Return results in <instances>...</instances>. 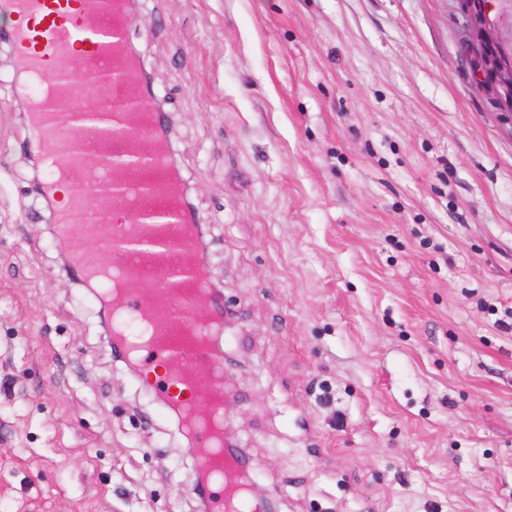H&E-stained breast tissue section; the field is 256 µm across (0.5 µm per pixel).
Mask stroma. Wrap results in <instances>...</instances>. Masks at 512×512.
Listing matches in <instances>:
<instances>
[{
	"mask_svg": "<svg viewBox=\"0 0 512 512\" xmlns=\"http://www.w3.org/2000/svg\"><path fill=\"white\" fill-rule=\"evenodd\" d=\"M0 512H194L169 409L28 191L1 36ZM233 316L224 425L281 512H512V124L456 0H141Z\"/></svg>",
	"mask_w": 512,
	"mask_h": 512,
	"instance_id": "stroma-1",
	"label": "stroma"
}]
</instances>
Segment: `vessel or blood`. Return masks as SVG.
<instances>
[{
	"mask_svg": "<svg viewBox=\"0 0 512 512\" xmlns=\"http://www.w3.org/2000/svg\"><path fill=\"white\" fill-rule=\"evenodd\" d=\"M0 9L13 18L5 38L30 77L18 87L34 100L30 132L57 161L46 188L72 187L56 222L72 237L79 272L99 276L93 256L109 251L113 267L125 274L123 313L137 320L149 315L156 323L155 344L135 351V358L148 370H160L168 400L190 408L205 398L223 402V390L208 388L197 370L204 346L194 329L205 310L196 287L206 277L189 266L195 240L179 230L172 183L148 172L160 152L156 132L162 120L134 96L139 67L121 46L117 0H0ZM71 57L82 62L80 72L67 68ZM89 94L119 127L118 135L106 137L96 127L69 123V114ZM132 153L138 165L114 169V158ZM118 186L130 208L155 214V222L109 224ZM136 238L150 240V249L132 247Z\"/></svg>",
	"mask_w": 512,
	"mask_h": 512,
	"instance_id": "1",
	"label": "vessel or blood"
}]
</instances>
